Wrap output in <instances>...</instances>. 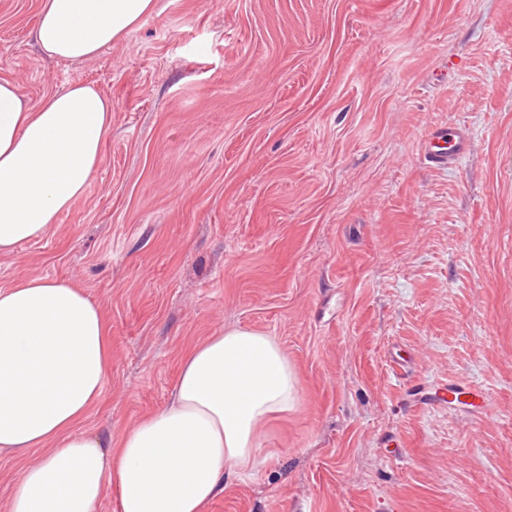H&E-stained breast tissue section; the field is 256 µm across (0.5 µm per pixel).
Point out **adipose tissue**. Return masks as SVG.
Returning <instances> with one entry per match:
<instances>
[{"label":"adipose tissue","mask_w":512,"mask_h":512,"mask_svg":"<svg viewBox=\"0 0 512 512\" xmlns=\"http://www.w3.org/2000/svg\"><path fill=\"white\" fill-rule=\"evenodd\" d=\"M156 0H42L34 38L84 60L121 40ZM112 102L75 83L30 104L0 78V253L47 234L85 193ZM112 363L111 325L84 288L27 278L0 287V450L40 452L8 512H203L254 468L260 426L292 410L298 378L274 337L233 326L182 358L170 402L112 443L78 431Z\"/></svg>","instance_id":"ef3b65f1"}]
</instances>
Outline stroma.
I'll use <instances>...</instances> for the list:
<instances>
[{"mask_svg":"<svg viewBox=\"0 0 512 512\" xmlns=\"http://www.w3.org/2000/svg\"><path fill=\"white\" fill-rule=\"evenodd\" d=\"M0 0V77L92 83L112 129L83 197L0 286L84 288L112 327L119 438L227 326L299 379L205 512H512V0H157L95 58L45 57ZM469 132L451 168L427 129ZM457 383L487 413L423 397Z\"/></svg>","mask_w":512,"mask_h":512,"instance_id":"obj_1","label":"stroma"}]
</instances>
